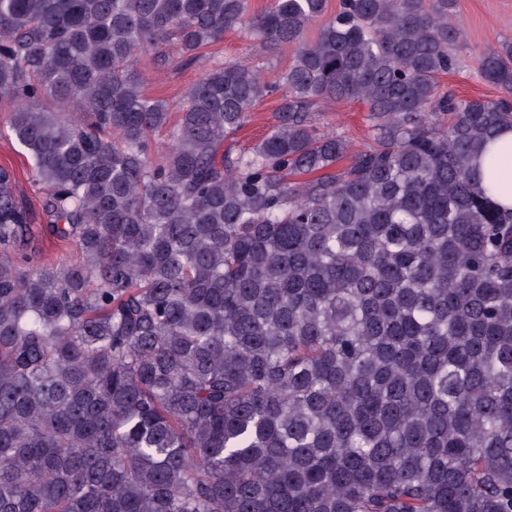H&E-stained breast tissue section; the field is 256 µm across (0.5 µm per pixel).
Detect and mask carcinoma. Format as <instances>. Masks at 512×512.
Instances as JSON below:
<instances>
[{
	"label": "carcinoma",
	"instance_id": "carcinoma-1",
	"mask_svg": "<svg viewBox=\"0 0 512 512\" xmlns=\"http://www.w3.org/2000/svg\"><path fill=\"white\" fill-rule=\"evenodd\" d=\"M456 2L341 0L308 41L327 0H0L5 124L77 250L30 263L0 168V512H512V46L498 99L438 95ZM234 30L288 69L202 60ZM172 58L202 76L155 160L137 64ZM325 97L373 117L345 167ZM279 105L278 96H267L259 100L251 108L248 121L236 135L235 147L239 150H250L262 140L276 123L275 109ZM497 158L500 161L499 178L502 182L510 184L511 197H504L505 206H512V131L506 130L499 137L494 146Z\"/></svg>",
	"mask_w": 512,
	"mask_h": 512
}]
</instances>
